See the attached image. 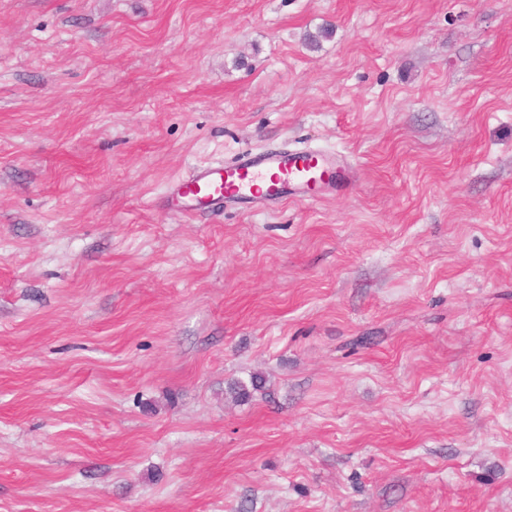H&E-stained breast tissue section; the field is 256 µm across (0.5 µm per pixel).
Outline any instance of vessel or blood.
Wrapping results in <instances>:
<instances>
[{
  "label": "vessel or blood",
  "mask_w": 512,
  "mask_h": 512,
  "mask_svg": "<svg viewBox=\"0 0 512 512\" xmlns=\"http://www.w3.org/2000/svg\"><path fill=\"white\" fill-rule=\"evenodd\" d=\"M354 168L341 156L315 149L246 151L236 161L200 165L169 189L184 213L209 201L261 204L284 196L298 200L326 186L354 183Z\"/></svg>",
  "instance_id": "vessel-or-blood-1"
}]
</instances>
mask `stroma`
<instances>
[{"label":"stroma","mask_w":512,"mask_h":512,"mask_svg":"<svg viewBox=\"0 0 512 512\" xmlns=\"http://www.w3.org/2000/svg\"><path fill=\"white\" fill-rule=\"evenodd\" d=\"M0 512H512V0H0ZM355 169L341 156L315 149L246 151L236 161L200 165L169 189V196L192 213L224 197L230 203L262 204L288 196L305 199L317 189L355 182ZM265 386V379L258 374L250 376L248 381L236 379L228 384V393L237 401L248 402L253 394L261 391Z\"/></svg>","instance_id":"stroma-1"}]
</instances>
